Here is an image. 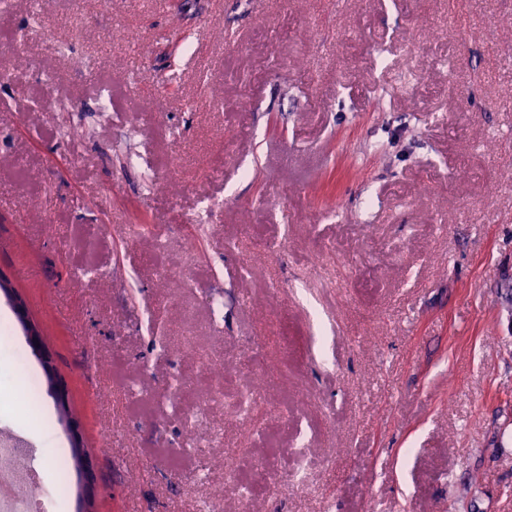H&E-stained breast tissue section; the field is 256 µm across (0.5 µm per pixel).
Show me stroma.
Returning a JSON list of instances; mask_svg holds the SVG:
<instances>
[{"mask_svg":"<svg viewBox=\"0 0 512 512\" xmlns=\"http://www.w3.org/2000/svg\"><path fill=\"white\" fill-rule=\"evenodd\" d=\"M17 32L27 63L0 83V393L32 404L0 409V434L37 421L48 512H81L79 477L13 294L94 458L89 512H512V0H13L0 62ZM51 86L72 111L46 104ZM75 121L85 136L64 137ZM89 260L102 276L76 274ZM205 355L227 398L284 363L231 477L224 401L191 444L161 404L179 375L194 410ZM10 297H12V296L10 295ZM10 300L12 301V303L15 304V308H16V312H17L18 316L24 321V324L26 327L25 331H26L28 342H29L30 346L36 352V354L40 358L41 362L46 367L47 371L53 377V368L51 365L52 359H51L49 352L43 347L42 339H39V337L37 336L38 335L37 332L35 330H33L32 327L30 326V324L28 323V321L26 319V312H25L23 305L21 303H19L17 300H15V298H13V297L10 298ZM36 342H39V345H36Z\"/></svg>","mask_w":512,"mask_h":512,"instance_id":"stroma-1","label":"stroma"}]
</instances>
